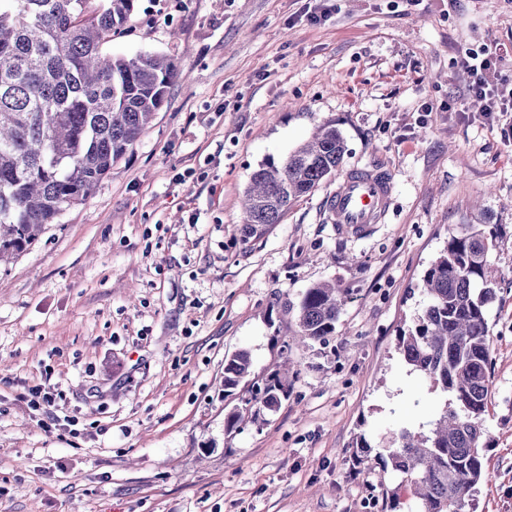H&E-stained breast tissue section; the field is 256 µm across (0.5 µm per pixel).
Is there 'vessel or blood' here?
<instances>
[{
	"mask_svg": "<svg viewBox=\"0 0 512 512\" xmlns=\"http://www.w3.org/2000/svg\"><path fill=\"white\" fill-rule=\"evenodd\" d=\"M390 195L387 178L378 171L348 173L328 203L337 231H367L382 219Z\"/></svg>",
	"mask_w": 512,
	"mask_h": 512,
	"instance_id": "vessel-or-blood-1",
	"label": "vessel or blood"
}]
</instances>
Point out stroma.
<instances>
[{"label": "stroma", "mask_w": 512, "mask_h": 512, "mask_svg": "<svg viewBox=\"0 0 512 512\" xmlns=\"http://www.w3.org/2000/svg\"><path fill=\"white\" fill-rule=\"evenodd\" d=\"M485 46L512 76V0H138L105 51L169 56L182 79L92 195L0 265V512H370L395 482L366 460L445 401L397 338L459 224L492 234L500 273L492 480L467 512H512V117L474 108L458 65ZM329 120L344 170L389 177L382 220L337 232L336 177L242 243L253 171ZM327 281L349 294L335 335L283 351L284 302ZM241 349L252 380L286 358L298 378L230 431ZM47 381L74 430L29 408ZM252 371L251 355L247 350H239L224 359V395H235L243 384H248Z\"/></svg>", "instance_id": "35a3bbf8"}]
</instances>
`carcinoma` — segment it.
Wrapping results in <instances>:
<instances>
[{"label": "carcinoma", "instance_id": "obj_1", "mask_svg": "<svg viewBox=\"0 0 512 512\" xmlns=\"http://www.w3.org/2000/svg\"><path fill=\"white\" fill-rule=\"evenodd\" d=\"M135 2L0 0V262L85 201L164 105L179 74L172 58L103 50L127 25ZM346 152L336 124L327 121L311 141L255 170L242 212L243 242L280 223L291 203L336 176ZM491 247L480 224L449 232L422 276L424 305L398 338L411 370L451 396L426 427L392 433L383 468L398 476L393 505L407 512H465L480 483L491 479L484 428L492 364L487 315L497 281ZM346 298V289L328 283L306 289L295 341L326 342ZM251 371L248 351L225 358L224 396L247 384ZM288 390V376L276 371L247 389L245 410L273 411ZM243 411L227 413V429L240 427Z\"/></svg>", "mask_w": 512, "mask_h": 512}]
</instances>
